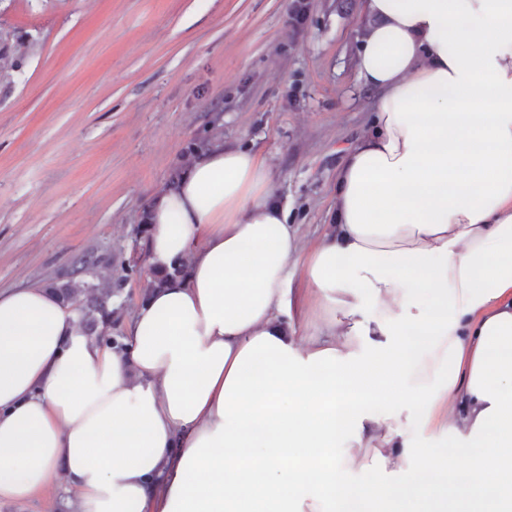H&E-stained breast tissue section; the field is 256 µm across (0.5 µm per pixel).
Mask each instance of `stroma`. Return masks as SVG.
Instances as JSON below:
<instances>
[{
    "mask_svg": "<svg viewBox=\"0 0 512 512\" xmlns=\"http://www.w3.org/2000/svg\"><path fill=\"white\" fill-rule=\"evenodd\" d=\"M361 0H0L22 72L0 80V290L99 258L114 320L144 295L132 230L192 141L250 144L306 241L369 122L352 57Z\"/></svg>",
    "mask_w": 512,
    "mask_h": 512,
    "instance_id": "obj_1",
    "label": "stroma"
}]
</instances>
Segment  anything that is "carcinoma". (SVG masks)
Returning a JSON list of instances; mask_svg holds the SVG:
<instances>
[{
    "mask_svg": "<svg viewBox=\"0 0 512 512\" xmlns=\"http://www.w3.org/2000/svg\"><path fill=\"white\" fill-rule=\"evenodd\" d=\"M17 39L19 35L16 31L0 28V75H9L22 67L20 58L13 52V41ZM98 266V259L82 257L77 261L74 274L82 275L84 279H70L53 287L63 301L79 311L81 319L93 333L112 317V291H103L93 282Z\"/></svg>",
    "mask_w": 512,
    "mask_h": 512,
    "instance_id": "cac0c4a2",
    "label": "carcinoma"
}]
</instances>
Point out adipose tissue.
I'll use <instances>...</instances> for the list:
<instances>
[{"instance_id":"ef3b65f1","label":"adipose tissue","mask_w":512,"mask_h":512,"mask_svg":"<svg viewBox=\"0 0 512 512\" xmlns=\"http://www.w3.org/2000/svg\"><path fill=\"white\" fill-rule=\"evenodd\" d=\"M362 13L370 120L312 244L266 158L223 144L153 200L151 269L188 272L121 345L0 291V503L512 512V0Z\"/></svg>"}]
</instances>
